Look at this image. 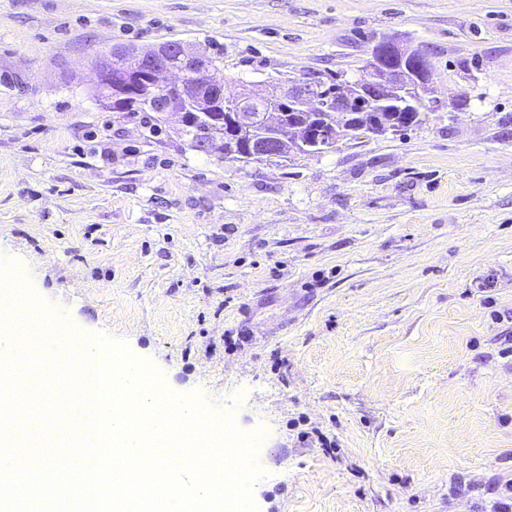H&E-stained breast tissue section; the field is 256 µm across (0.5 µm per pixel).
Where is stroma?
I'll return each instance as SVG.
<instances>
[{
	"mask_svg": "<svg viewBox=\"0 0 512 512\" xmlns=\"http://www.w3.org/2000/svg\"><path fill=\"white\" fill-rule=\"evenodd\" d=\"M385 38L464 110L246 164L92 95L115 46L221 47L232 93L358 77ZM10 260L261 432L257 512H487L512 480V0H0Z\"/></svg>",
	"mask_w": 512,
	"mask_h": 512,
	"instance_id": "35a3bbf8",
	"label": "stroma"
}]
</instances>
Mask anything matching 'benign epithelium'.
<instances>
[{"instance_id":"benign-epithelium-1","label":"benign epithelium","mask_w":512,"mask_h":512,"mask_svg":"<svg viewBox=\"0 0 512 512\" xmlns=\"http://www.w3.org/2000/svg\"><path fill=\"white\" fill-rule=\"evenodd\" d=\"M178 56L183 67L171 66ZM127 60L132 70L149 75L144 97L168 96L174 110H184L200 96L225 106L224 133L204 125L194 137L201 153H224V158L242 163L267 162L281 158L282 144L296 154H325L343 141L370 136L396 135L405 123L421 119V110L454 112L457 100L435 96L430 58L409 46L390 40L378 42L364 75L358 81L326 90L320 79L302 75L279 84L276 95L254 90L224 96V67L199 49L181 42L160 44L145 51L114 47L96 55V89H102L111 57ZM180 79L165 84L167 75ZM288 104V111L277 103ZM309 113L310 129L287 123L291 112Z\"/></svg>"}]
</instances>
